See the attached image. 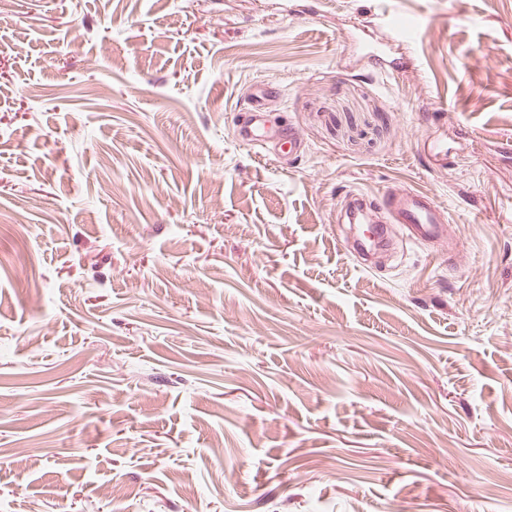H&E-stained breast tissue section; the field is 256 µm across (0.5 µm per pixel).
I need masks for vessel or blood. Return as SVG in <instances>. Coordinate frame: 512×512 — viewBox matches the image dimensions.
I'll return each mask as SVG.
<instances>
[{
  "label": "vessel or blood",
  "mask_w": 512,
  "mask_h": 512,
  "mask_svg": "<svg viewBox=\"0 0 512 512\" xmlns=\"http://www.w3.org/2000/svg\"><path fill=\"white\" fill-rule=\"evenodd\" d=\"M236 138L239 142L264 150L275 149L281 144H289L291 152L301 148L299 134L292 128H273L266 118L264 100H257L252 112L238 124ZM376 210L382 221L372 228V237L376 244H383L386 239L387 227L391 224L403 225L411 240L430 241L440 239L444 230L442 222L444 212L430 195L407 190L393 189L380 196L358 195L353 201V221L363 223L369 210Z\"/></svg>",
  "instance_id": "1"
}]
</instances>
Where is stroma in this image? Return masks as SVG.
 Masks as SVG:
<instances>
[{
  "label": "stroma",
  "mask_w": 512,
  "mask_h": 512,
  "mask_svg": "<svg viewBox=\"0 0 512 512\" xmlns=\"http://www.w3.org/2000/svg\"><path fill=\"white\" fill-rule=\"evenodd\" d=\"M6 13L0 512H512V0ZM400 187L447 232L364 265ZM266 103L259 97L252 112L237 125L236 138L239 142L255 148L266 150L281 148V144L290 145L289 153H297L301 149L299 134L292 128H273L268 125L266 118Z\"/></svg>",
  "instance_id": "35a3bbf8"
}]
</instances>
